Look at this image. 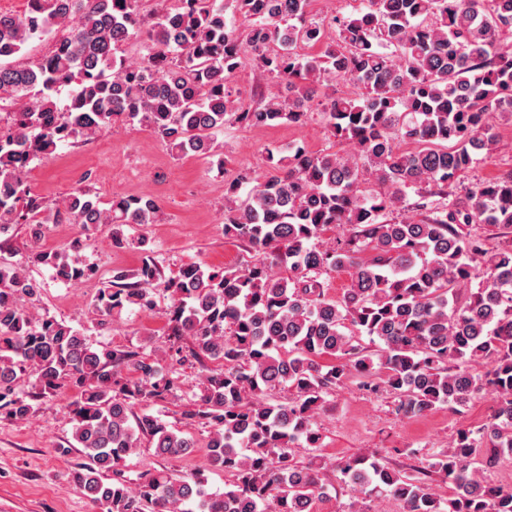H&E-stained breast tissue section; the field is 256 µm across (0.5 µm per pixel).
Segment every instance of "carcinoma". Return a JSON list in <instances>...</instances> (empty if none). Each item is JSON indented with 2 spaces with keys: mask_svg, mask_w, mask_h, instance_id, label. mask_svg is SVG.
Returning a JSON list of instances; mask_svg holds the SVG:
<instances>
[{
  "mask_svg": "<svg viewBox=\"0 0 512 512\" xmlns=\"http://www.w3.org/2000/svg\"><path fill=\"white\" fill-rule=\"evenodd\" d=\"M27 3L21 15L0 13V236L35 225L22 261L0 258V414L24 421L32 401L70 382L67 415L84 453L71 478L103 512H313L326 493L323 467L296 449L321 447L316 418L347 381L394 395L409 416L491 392L490 419L458 430L440 453L410 449L398 465L361 455L337 468L353 493L349 512L375 500L403 512H512V488L483 476L512 455V172L453 192L496 142L493 117L512 118V44L503 39L512 0H368L336 36L309 18L311 0ZM46 37L48 54L21 63ZM134 42L140 49L127 53ZM317 44L323 54L299 53ZM247 61L277 86L255 108L229 87ZM338 80L356 92L336 94ZM320 87L327 134L351 150L270 152L263 174L227 183L224 235L252 260L191 262L168 276L146 238L123 230L155 223L154 199L105 207L83 186L49 203L25 180L59 146L118 123L150 127L177 157L220 156L225 124L305 125L313 113L304 102ZM406 210L416 216L395 217ZM43 224H110L112 246L145 249L141 266L115 272L92 307L107 320L168 299L173 344L163 352L201 369L182 427L143 410L177 392L156 352L95 348L36 312L42 284L25 265L47 266L64 284L95 275L79 239L40 249ZM345 270L350 284L328 298L320 277ZM185 337L188 350L174 346ZM483 362L486 371H471ZM196 425L209 428L211 463L231 477L224 492H208L198 472L155 470L134 487L109 478L143 447L187 453L196 443L185 428ZM436 476L451 485L445 501L432 492Z\"/></svg>",
  "mask_w": 512,
  "mask_h": 512,
  "instance_id": "cac0c4a2",
  "label": "carcinoma"
}]
</instances>
